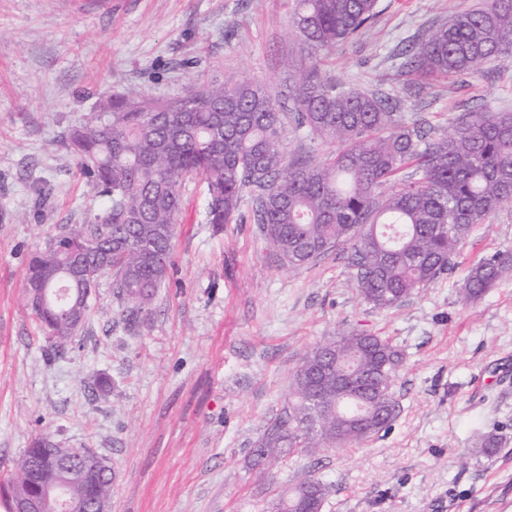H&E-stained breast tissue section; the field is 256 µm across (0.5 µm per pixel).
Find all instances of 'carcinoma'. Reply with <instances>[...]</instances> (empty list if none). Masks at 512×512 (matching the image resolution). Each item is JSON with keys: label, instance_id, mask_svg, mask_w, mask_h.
<instances>
[{"label": "carcinoma", "instance_id": "carcinoma-1", "mask_svg": "<svg viewBox=\"0 0 512 512\" xmlns=\"http://www.w3.org/2000/svg\"><path fill=\"white\" fill-rule=\"evenodd\" d=\"M378 0H295L291 26L298 61L282 59L293 104L285 112L269 86L226 76L191 83L168 99L114 95L94 122L70 132L77 165L109 206L82 224L57 229L30 259L28 303L55 353L84 324L98 280L112 275L118 313L149 308L165 280L182 209V184L207 185V223L238 220L249 197L253 223L276 255L301 268L340 249L355 288L378 311L398 308L448 271L473 227L512 200V112H466L432 133L393 112L389 96L350 89L327 76L323 59L358 38L378 15ZM406 93L437 78L477 75L512 59V0L459 9L406 48ZM309 141L339 144L323 160L289 158L288 127ZM408 176H401L407 168ZM512 270V250L477 261L463 298L483 296ZM404 351L383 336L342 332L307 350L284 411L252 448L254 464L298 449L366 444L396 417L394 387ZM46 437L35 439L0 484L10 501L32 495ZM97 466L90 483L66 494L89 509L110 500L112 469L87 448H57ZM329 486L309 475L277 496L268 512L318 507Z\"/></svg>", "mask_w": 512, "mask_h": 512}]
</instances>
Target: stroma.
<instances>
[{
    "label": "stroma",
    "instance_id": "stroma-1",
    "mask_svg": "<svg viewBox=\"0 0 512 512\" xmlns=\"http://www.w3.org/2000/svg\"><path fill=\"white\" fill-rule=\"evenodd\" d=\"M486 0H379V14L326 63L338 82L400 96L398 49ZM294 0H0V481L41 436L87 448L115 473L110 512H262L307 475L322 512H512V273L481 299L461 289L479 259L512 250V203L476 225L454 265L401 307L359 297L342 254L293 269L241 204L206 220L186 183L171 268L146 316L117 315L102 277L88 317L57 355L33 315L27 270L60 225L104 204L66 134L115 94L174 96L194 78L287 82ZM512 111V61L437 79L401 105L431 130L467 111ZM390 337L407 354L390 427L357 448L254 465L299 356L339 332ZM502 445L480 454L481 435Z\"/></svg>",
    "mask_w": 512,
    "mask_h": 512
}]
</instances>
